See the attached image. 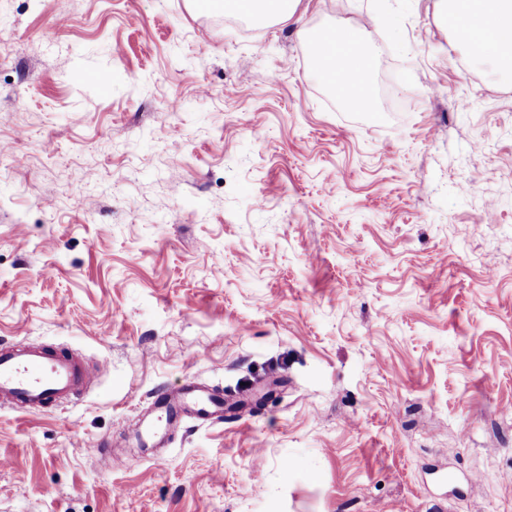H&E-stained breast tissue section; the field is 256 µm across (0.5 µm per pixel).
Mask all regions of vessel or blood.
<instances>
[{
    "mask_svg": "<svg viewBox=\"0 0 512 512\" xmlns=\"http://www.w3.org/2000/svg\"><path fill=\"white\" fill-rule=\"evenodd\" d=\"M98 375L67 350L21 343L0 347V404L24 412L48 409L89 388ZM190 415L223 421V395L193 380L178 391L157 393L148 411L128 427L126 439L139 446L166 440Z\"/></svg>",
    "mask_w": 512,
    "mask_h": 512,
    "instance_id": "obj_1",
    "label": "vessel or blood"
}]
</instances>
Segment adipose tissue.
<instances>
[{
	"mask_svg": "<svg viewBox=\"0 0 512 512\" xmlns=\"http://www.w3.org/2000/svg\"><path fill=\"white\" fill-rule=\"evenodd\" d=\"M442 19L450 23L458 43L474 59H491L496 68L512 75V0H440ZM367 29H336L327 52L336 59L326 79L339 84L341 77L362 73L366 58L362 47Z\"/></svg>",
	"mask_w": 512,
	"mask_h": 512,
	"instance_id": "1",
	"label": "adipose tissue"
}]
</instances>
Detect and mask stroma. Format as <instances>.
I'll use <instances>...</instances> for the list:
<instances>
[{"instance_id": "obj_1", "label": "stroma", "mask_w": 512, "mask_h": 512, "mask_svg": "<svg viewBox=\"0 0 512 512\" xmlns=\"http://www.w3.org/2000/svg\"><path fill=\"white\" fill-rule=\"evenodd\" d=\"M364 25L350 112L306 37ZM452 41L438 0H0V341L105 366L0 409V512H512V78ZM190 378L260 401L126 447ZM299 3L300 0H225L224 8L272 21L290 18L297 11Z\"/></svg>"}]
</instances>
